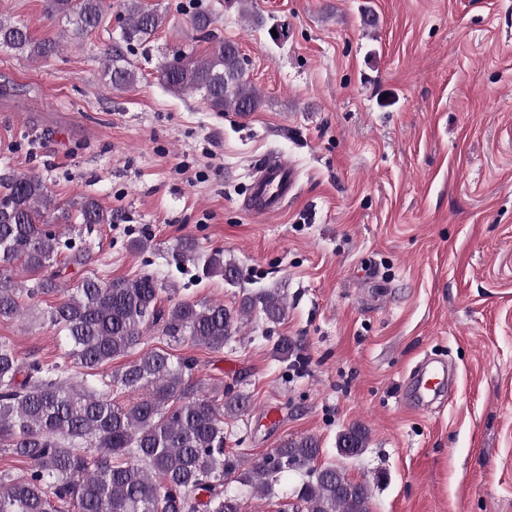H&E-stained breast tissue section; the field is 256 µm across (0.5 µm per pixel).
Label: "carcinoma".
I'll return each instance as SVG.
<instances>
[{"mask_svg": "<svg viewBox=\"0 0 512 512\" xmlns=\"http://www.w3.org/2000/svg\"><path fill=\"white\" fill-rule=\"evenodd\" d=\"M124 21L120 43L106 52L112 87L137 79L122 46L147 41L165 24V15L145 0H121ZM106 0H47L45 12L66 19L80 39L103 21ZM192 27L209 37L212 16L198 9ZM0 45L33 61L60 52V43L36 40L27 25L0 20ZM179 65L163 64L157 77L176 93L195 92L215 112L256 111L259 90L246 77V58L236 44L219 40L196 57L178 50ZM90 233L112 223V212L95 199L72 202ZM70 219L56 203L47 180L36 172L0 183V317L21 318L56 298L43 318L64 333L67 350L60 363L23 360L0 342V447L29 463L27 475L0 476V512H241L238 495L226 479L237 476L256 492L292 472L302 475L294 494L305 512H372L369 488L335 467H316L321 444L314 436L283 441L260 456L224 449V419L248 412V394L233 386L212 390L193 379L195 362L163 350H143L152 329L173 339L189 340L210 351L240 335L253 317L278 323L288 302L278 289L242 296L238 306L179 296L155 274L105 281L90 272L74 288L51 271L58 255L82 265L86 240L64 241L55 225ZM172 263H192L202 275L228 284L236 271L218 251L202 254L191 236L180 238ZM167 299L168 306L161 305ZM297 342L282 336L273 356L286 362L297 356ZM136 355L111 373L99 370L119 357ZM140 392L127 403L114 392ZM366 429L354 425L340 433L336 450L344 458L360 455Z\"/></svg>", "mask_w": 512, "mask_h": 512, "instance_id": "1", "label": "carcinoma"}]
</instances>
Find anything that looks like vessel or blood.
<instances>
[{"label": "vessel or blood", "mask_w": 512, "mask_h": 512, "mask_svg": "<svg viewBox=\"0 0 512 512\" xmlns=\"http://www.w3.org/2000/svg\"><path fill=\"white\" fill-rule=\"evenodd\" d=\"M297 172L283 159L264 160L250 185L245 201L248 210L259 216H271L283 210L288 198L296 193ZM448 381L445 367L428 365L413 373L407 382L409 407L425 411L430 402L442 393Z\"/></svg>", "instance_id": "obj_1"}]
</instances>
